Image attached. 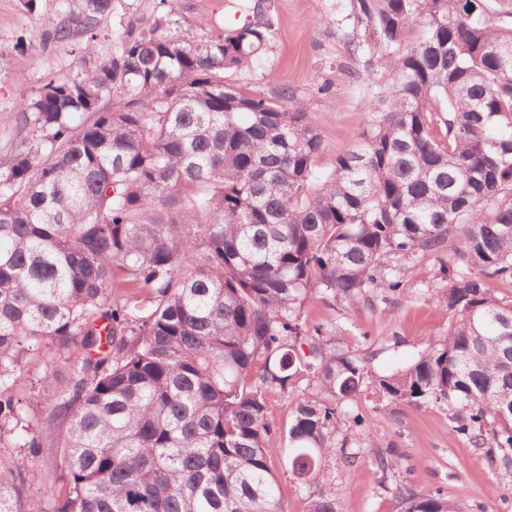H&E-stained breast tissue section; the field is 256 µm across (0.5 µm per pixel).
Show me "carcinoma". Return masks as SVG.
Here are the masks:
<instances>
[{"mask_svg": "<svg viewBox=\"0 0 512 512\" xmlns=\"http://www.w3.org/2000/svg\"><path fill=\"white\" fill-rule=\"evenodd\" d=\"M159 4L89 66L112 11L90 0L80 72L19 102L35 138L0 165V447L56 449L66 491L46 486L43 512H283L268 403L289 394L288 472L309 512H344L321 481L340 417L363 424L348 403L367 367L302 311L396 294L425 256L448 332L373 382L447 408L512 463V304L496 295L512 282V0H347L369 120L326 176L302 100L224 82L273 23L202 41L172 20L178 0ZM42 344L37 417L15 388ZM30 485L0 455V512H26ZM395 496L467 512L405 483Z\"/></svg>", "mask_w": 512, "mask_h": 512, "instance_id": "cac0c4a2", "label": "carcinoma"}]
</instances>
